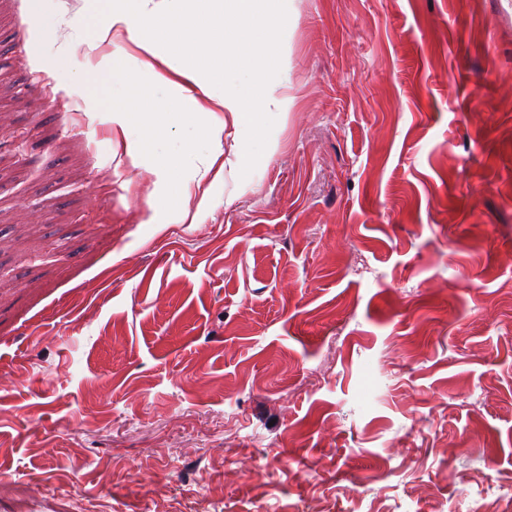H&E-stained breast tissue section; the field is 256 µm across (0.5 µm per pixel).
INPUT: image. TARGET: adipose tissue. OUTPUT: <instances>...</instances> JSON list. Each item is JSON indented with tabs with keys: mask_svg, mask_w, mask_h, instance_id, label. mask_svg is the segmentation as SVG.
<instances>
[{
	"mask_svg": "<svg viewBox=\"0 0 512 512\" xmlns=\"http://www.w3.org/2000/svg\"><path fill=\"white\" fill-rule=\"evenodd\" d=\"M199 7L187 19L179 14L185 0H97L99 19L89 20L94 42L126 34L146 58L139 70L152 87L149 99L134 105L138 85L126 61L113 59L100 66L86 89L88 108L112 115V136L129 150L154 156L159 182L177 191L176 174L182 163L200 148L202 138L229 134L237 148L259 145L258 111L267 97L264 71L279 70L268 58L264 70L249 59L272 36L274 22L286 19L289 0H197ZM230 43L238 55L212 61V45ZM223 112V122L199 135L198 115ZM183 129L180 141L169 140L170 124Z\"/></svg>",
	"mask_w": 512,
	"mask_h": 512,
	"instance_id": "ef3b65f1",
	"label": "adipose tissue"
}]
</instances>
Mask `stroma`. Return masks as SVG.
<instances>
[{
  "mask_svg": "<svg viewBox=\"0 0 512 512\" xmlns=\"http://www.w3.org/2000/svg\"><path fill=\"white\" fill-rule=\"evenodd\" d=\"M94 9L0 0V512H512V0H292L176 205Z\"/></svg>",
  "mask_w": 512,
  "mask_h": 512,
  "instance_id": "obj_1",
  "label": "stroma"
}]
</instances>
